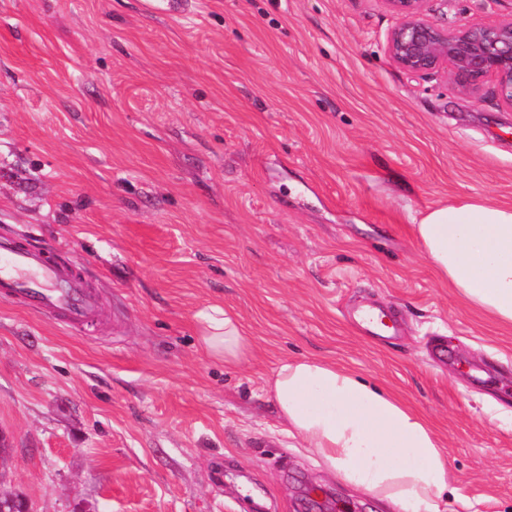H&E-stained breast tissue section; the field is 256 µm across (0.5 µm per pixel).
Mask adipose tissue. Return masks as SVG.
<instances>
[{
	"instance_id": "ef3b65f1",
	"label": "adipose tissue",
	"mask_w": 512,
	"mask_h": 512,
	"mask_svg": "<svg viewBox=\"0 0 512 512\" xmlns=\"http://www.w3.org/2000/svg\"><path fill=\"white\" fill-rule=\"evenodd\" d=\"M416 237L436 272L474 306L512 325V206L461 201L427 210ZM204 353L228 364L251 346L237 314L198 313ZM288 432L347 484L398 508L439 512L448 459L432 424L358 373L311 358L286 359L267 380Z\"/></svg>"
}]
</instances>
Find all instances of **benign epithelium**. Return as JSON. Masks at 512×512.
Listing matches in <instances>:
<instances>
[{"label": "benign epithelium", "instance_id": "benign-epithelium-1", "mask_svg": "<svg viewBox=\"0 0 512 512\" xmlns=\"http://www.w3.org/2000/svg\"><path fill=\"white\" fill-rule=\"evenodd\" d=\"M383 2L396 19L386 50L399 69L413 76L445 77L466 95L490 80L500 101L512 108V17L447 28L426 15L427 0Z\"/></svg>", "mask_w": 512, "mask_h": 512}]
</instances>
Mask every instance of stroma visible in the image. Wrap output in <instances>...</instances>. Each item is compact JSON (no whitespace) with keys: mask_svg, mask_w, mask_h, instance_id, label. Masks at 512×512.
<instances>
[{"mask_svg":"<svg viewBox=\"0 0 512 512\" xmlns=\"http://www.w3.org/2000/svg\"><path fill=\"white\" fill-rule=\"evenodd\" d=\"M0 0V230L65 248L102 320L0 301L5 485L31 512H382L298 447L285 358L434 426L442 512H512V327L431 267L423 212L512 205V108L390 60L382 0ZM452 28L512 0H428ZM252 353L206 358L197 313ZM395 316L369 335L353 312ZM197 318L200 343L207 356L224 360V364H238L248 357L251 346L237 314L210 306Z\"/></svg>","mask_w":512,"mask_h":512,"instance_id":"1","label":"stroma"}]
</instances>
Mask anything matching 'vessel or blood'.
<instances>
[{"label":"vessel or blood","mask_w":512,"mask_h":512,"mask_svg":"<svg viewBox=\"0 0 512 512\" xmlns=\"http://www.w3.org/2000/svg\"><path fill=\"white\" fill-rule=\"evenodd\" d=\"M0 297L21 301L70 326L103 315L96 291L75 264L1 235Z\"/></svg>","instance_id":"1"}]
</instances>
